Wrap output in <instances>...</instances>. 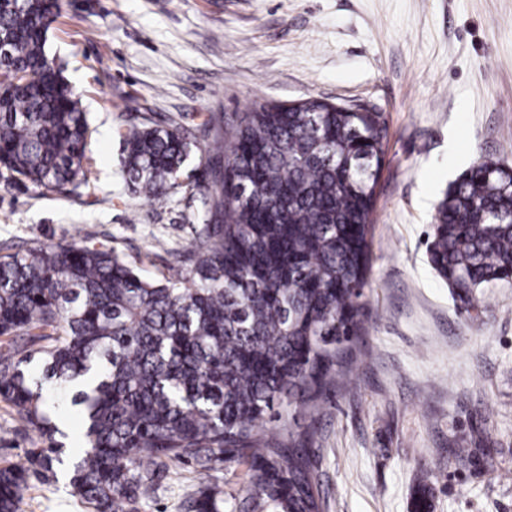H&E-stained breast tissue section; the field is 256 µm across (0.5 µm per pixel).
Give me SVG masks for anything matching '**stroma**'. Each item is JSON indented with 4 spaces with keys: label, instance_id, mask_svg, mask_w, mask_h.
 Masks as SVG:
<instances>
[{
    "label": "stroma",
    "instance_id": "obj_1",
    "mask_svg": "<svg viewBox=\"0 0 512 512\" xmlns=\"http://www.w3.org/2000/svg\"><path fill=\"white\" fill-rule=\"evenodd\" d=\"M47 49L83 94L88 183L65 198L0 181V243L84 240L148 278L203 221L209 113L309 97L383 113L366 333L316 424L325 512H414L423 490L429 512H512V281L479 289L472 316L428 261L449 184L480 160L512 167V0H62ZM135 110L175 117L195 145L162 206L123 179ZM41 445L0 401V464ZM197 483L177 465L143 512H183ZM24 512L87 510L35 480Z\"/></svg>",
    "mask_w": 512,
    "mask_h": 512
}]
</instances>
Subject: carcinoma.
<instances>
[{
	"instance_id": "obj_1",
	"label": "carcinoma",
	"mask_w": 512,
	"mask_h": 512,
	"mask_svg": "<svg viewBox=\"0 0 512 512\" xmlns=\"http://www.w3.org/2000/svg\"><path fill=\"white\" fill-rule=\"evenodd\" d=\"M60 0H0V178L69 196L87 181L89 123L47 52ZM203 223L174 277L111 248L7 245L0 254V400L39 433L29 471L0 466V512L29 478L69 467L92 512H140L183 462L191 512H323L312 460L320 405L363 335L367 235L388 131L380 112L308 98L211 112ZM128 188L163 201L192 141L175 120L129 114ZM428 251L462 300L512 279V172L480 160L448 187ZM42 364L35 377L23 366ZM307 416L303 429L267 424ZM249 464L246 497L220 495L221 464Z\"/></svg>"
}]
</instances>
